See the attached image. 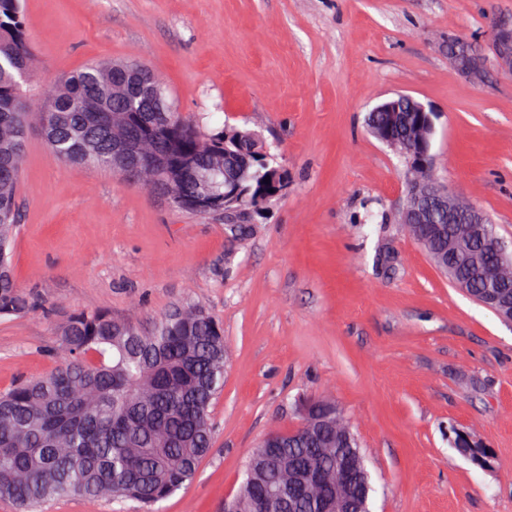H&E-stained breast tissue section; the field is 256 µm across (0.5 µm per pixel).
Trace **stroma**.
Wrapping results in <instances>:
<instances>
[{
	"label": "stroma",
	"mask_w": 512,
	"mask_h": 512,
	"mask_svg": "<svg viewBox=\"0 0 512 512\" xmlns=\"http://www.w3.org/2000/svg\"><path fill=\"white\" fill-rule=\"evenodd\" d=\"M30 94L135 60L209 129L260 134L285 193L231 240L105 168L61 164L31 123L13 267L41 308L0 321V392L50 372L57 327L104 309L146 328L190 300L224 325L213 447L162 512H224L258 441L329 394L367 459L372 512H512V325L402 230L405 162L367 130L408 94L435 115V175L512 241V0H23ZM487 60L467 77L449 38ZM489 449L484 462L458 444Z\"/></svg>",
	"instance_id": "1"
}]
</instances>
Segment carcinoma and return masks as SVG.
I'll return each mask as SVG.
<instances>
[{
	"instance_id": "carcinoma-1",
	"label": "carcinoma",
	"mask_w": 512,
	"mask_h": 512,
	"mask_svg": "<svg viewBox=\"0 0 512 512\" xmlns=\"http://www.w3.org/2000/svg\"><path fill=\"white\" fill-rule=\"evenodd\" d=\"M33 50L21 0H0V318L21 317L33 304L10 265L18 223L15 201L25 155L24 137L32 113L21 69H32ZM103 97L124 110L128 131L145 123L147 99L165 111L168 124H151L158 143L172 157L204 165L209 154L234 159L236 193L224 196L226 175H210L217 209L244 207L256 214L288 186V170L273 162L260 138L226 126L205 133L177 112L163 83L143 65L124 60L92 62L60 77L47 97L59 111L38 113L51 152L65 163L112 168V121H93L80 111L85 98ZM404 120L371 112L368 127L395 146L406 145L411 180H430L431 169L417 168L429 139L427 112L403 107ZM432 261L448 252V241H418ZM488 241H475L454 263L457 276L470 280V297L485 288L512 291V273L494 280ZM59 362L47 374L21 381L0 394V498L17 512H40L54 500L80 496L89 502L132 501L139 512L159 505L190 484L212 448L211 408L224 389V332L201 306L187 302L159 316L149 328L92 310L70 315L59 327ZM312 436L291 440L277 461L248 457L242 482L229 509L252 512L256 494L275 484L274 468L291 458L331 466L336 405L314 401Z\"/></svg>"
}]
</instances>
